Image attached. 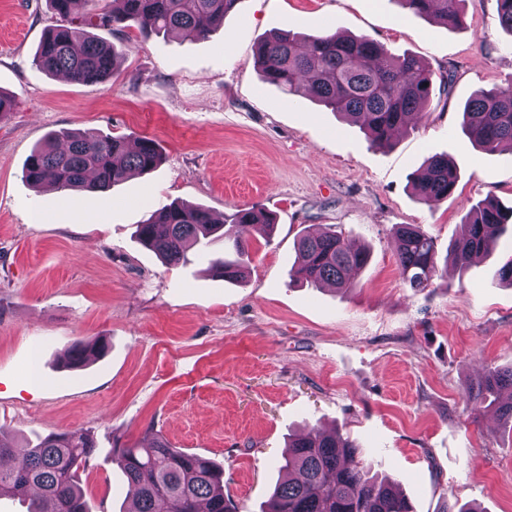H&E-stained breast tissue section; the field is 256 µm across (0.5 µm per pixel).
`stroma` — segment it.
Returning <instances> with one entry per match:
<instances>
[{"instance_id":"obj_1","label":"stroma","mask_w":512,"mask_h":512,"mask_svg":"<svg viewBox=\"0 0 512 512\" xmlns=\"http://www.w3.org/2000/svg\"><path fill=\"white\" fill-rule=\"evenodd\" d=\"M462 9L449 28L394 0H239L205 38L102 31L124 54L91 85L33 62L49 0H0V90L15 101L0 121V435L23 448L91 433L92 512L129 508L112 451L158 435L221 465L238 512H260L289 435L312 428L354 440L415 512H512V431L465 399L485 369L512 365V287L495 277L512 245L464 270L445 260L472 207L512 206V152H483L461 131L469 97L512 78V35L497 0ZM274 29L365 35L452 82L375 148L359 125L262 80L255 47ZM73 129L150 137L162 163L104 193L28 185L31 151ZM434 154L459 181L429 206L409 181ZM171 201L218 217L258 207L275 228L267 240L241 229L248 274L228 283L207 270L223 243L178 265L139 243L137 224ZM400 224L434 238L436 287L402 279ZM330 226L368 246L369 264L346 291L290 283L298 235ZM95 336L107 353L65 368L71 344Z\"/></svg>"}]
</instances>
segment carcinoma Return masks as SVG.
<instances>
[{
  "instance_id": "1",
  "label": "carcinoma",
  "mask_w": 512,
  "mask_h": 512,
  "mask_svg": "<svg viewBox=\"0 0 512 512\" xmlns=\"http://www.w3.org/2000/svg\"><path fill=\"white\" fill-rule=\"evenodd\" d=\"M98 0H50L56 24L47 29L34 55L42 71L67 74L71 80L102 83L121 57L112 43L87 31L79 18ZM403 9L434 18L448 27L463 24V0H393ZM238 0H112V8L96 14L97 26L119 29L138 25L156 34L186 33L205 37L224 24ZM264 79L290 95H309L332 111L360 124L374 146L389 143L408 119L420 114L431 98L434 81L421 57L394 55L364 36L337 33L299 39L270 31L255 48ZM465 134L482 150L498 152L512 145V79L504 86L475 92L463 109ZM162 162L158 144L140 137L129 148L124 136L90 130L52 134L33 150L23 168L24 180L34 187L50 182L59 189L82 188L106 192L131 172L154 170ZM458 180L456 164L446 155H432L423 172L410 180L411 193L429 206L448 199ZM512 225V207L495 202L475 206L461 224L460 238L448 258L465 268L476 256L491 257L500 236ZM242 225L270 237L273 219L260 208H240L216 220L200 206L170 202L151 210L138 225V237L167 264L187 260L203 241L224 239V256L209 270L226 281L246 276L247 250L238 237ZM400 274L410 287L433 286L439 277L433 238L415 224L396 229ZM298 260L291 269L295 283H331L351 287V273L366 266L369 252L329 228L305 233L297 243ZM100 337L75 342L67 353L73 367L104 354ZM512 367L490 369L466 392L474 410L493 409L512 427ZM95 450L92 436L83 431L51 433L27 445L21 453L0 438V495L38 491L28 512H89L79 483ZM117 463L126 476L134 500L130 512H236L224 496L223 470L212 461L174 448L162 436L142 448H120ZM279 469L286 478L277 485L265 512H413L396 482L370 474L358 459V446L334 432L311 429L288 441Z\"/></svg>"
}]
</instances>
